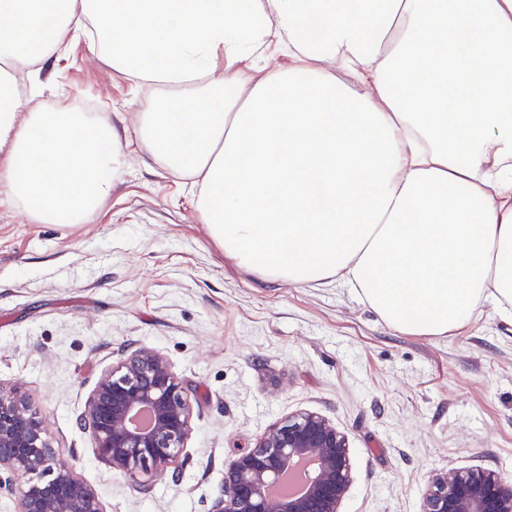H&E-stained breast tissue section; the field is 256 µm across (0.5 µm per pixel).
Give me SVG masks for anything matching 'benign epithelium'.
<instances>
[{"label":"benign epithelium","instance_id":"obj_1","mask_svg":"<svg viewBox=\"0 0 512 512\" xmlns=\"http://www.w3.org/2000/svg\"><path fill=\"white\" fill-rule=\"evenodd\" d=\"M104 461L138 491L157 473L178 471L191 434L188 389L169 360L139 348L99 379L78 418ZM314 463L305 491L275 497L297 463ZM352 485L349 437L325 416L282 418L224 472L212 512H341ZM18 495V512H104L95 490L58 458L30 405L0 386V490ZM419 512H512V480L492 469L433 477Z\"/></svg>","mask_w":512,"mask_h":512}]
</instances>
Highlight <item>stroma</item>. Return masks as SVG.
<instances>
[{
    "label": "stroma",
    "mask_w": 512,
    "mask_h": 512,
    "mask_svg": "<svg viewBox=\"0 0 512 512\" xmlns=\"http://www.w3.org/2000/svg\"><path fill=\"white\" fill-rule=\"evenodd\" d=\"M46 75L31 105L47 111L56 86L129 124L161 98L81 39ZM140 347L169 359L192 405L178 476L147 494L76 423L101 374ZM0 386L28 398L105 512H211L235 454L297 410L349 436L342 512H419L448 469L512 480L511 320L484 306L460 332L409 336L342 285L248 274L200 222L186 179L135 146L93 223L41 224L0 194Z\"/></svg>",
    "instance_id": "35a3bbf8"
}]
</instances>
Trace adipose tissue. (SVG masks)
I'll list each match as a JSON object with an SVG mask.
<instances>
[{
  "label": "adipose tissue",
  "mask_w": 512,
  "mask_h": 512,
  "mask_svg": "<svg viewBox=\"0 0 512 512\" xmlns=\"http://www.w3.org/2000/svg\"><path fill=\"white\" fill-rule=\"evenodd\" d=\"M81 37L165 92L132 132L24 107ZM133 141L263 280L412 336L512 320V0H0V191L87 223Z\"/></svg>",
  "instance_id": "adipose-tissue-1"
}]
</instances>
